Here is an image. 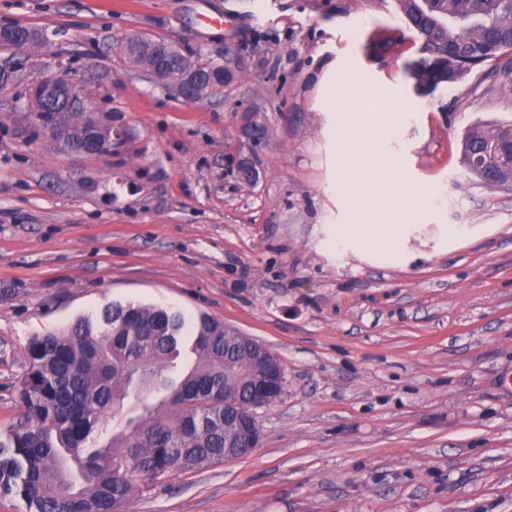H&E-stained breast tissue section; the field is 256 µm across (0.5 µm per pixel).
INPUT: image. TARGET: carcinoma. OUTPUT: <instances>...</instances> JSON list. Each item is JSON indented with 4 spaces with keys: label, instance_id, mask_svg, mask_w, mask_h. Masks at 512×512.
<instances>
[{
    "label": "carcinoma",
    "instance_id": "cac0c4a2",
    "mask_svg": "<svg viewBox=\"0 0 512 512\" xmlns=\"http://www.w3.org/2000/svg\"><path fill=\"white\" fill-rule=\"evenodd\" d=\"M400 12L421 40L411 65L415 88L424 94L448 83V71L473 68L512 51L497 33L512 30V0H398ZM20 35L43 45L48 34L5 24L0 45ZM120 50L130 66L148 71L162 47L133 35ZM168 77L189 69L224 66L177 50L167 57ZM31 115L54 114L53 144L82 153L84 136L105 123L64 96L39 98ZM512 124H476L462 140V157L508 139ZM480 183L506 179L509 169L474 167ZM259 346L223 322L201 315L190 322L160 306H108L82 318L61 335L33 338L28 371L19 393L22 413L0 439V498L21 497L26 512H122L132 490L148 480L193 471L239 457L224 436L237 434L253 402L255 379L266 372ZM190 363L179 376L177 362ZM120 430L106 446L89 443L107 418Z\"/></svg>",
    "mask_w": 512,
    "mask_h": 512
}]
</instances>
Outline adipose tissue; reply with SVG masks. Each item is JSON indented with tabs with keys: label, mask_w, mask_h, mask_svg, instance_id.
<instances>
[{
	"label": "adipose tissue",
	"mask_w": 512,
	"mask_h": 512,
	"mask_svg": "<svg viewBox=\"0 0 512 512\" xmlns=\"http://www.w3.org/2000/svg\"><path fill=\"white\" fill-rule=\"evenodd\" d=\"M411 231L408 224H343L336 229V250L390 261L402 256Z\"/></svg>",
	"instance_id": "adipose-tissue-1"
}]
</instances>
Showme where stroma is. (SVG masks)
<instances>
[{"instance_id": "stroma-1", "label": "stroma", "mask_w": 512, "mask_h": 512, "mask_svg": "<svg viewBox=\"0 0 512 512\" xmlns=\"http://www.w3.org/2000/svg\"><path fill=\"white\" fill-rule=\"evenodd\" d=\"M7 21L50 41L16 49L25 69L0 89V435L32 338L158 305L258 340L284 385L251 454L136 489L123 512H512V187L461 156L470 126L512 121L498 62L417 95L396 0H0ZM136 34L234 76L181 101L125 63ZM60 54L123 130L111 153L33 138L16 95ZM357 130L351 199L336 183ZM407 213L412 260L337 255V225ZM444 224L464 234L443 249Z\"/></svg>"}]
</instances>
